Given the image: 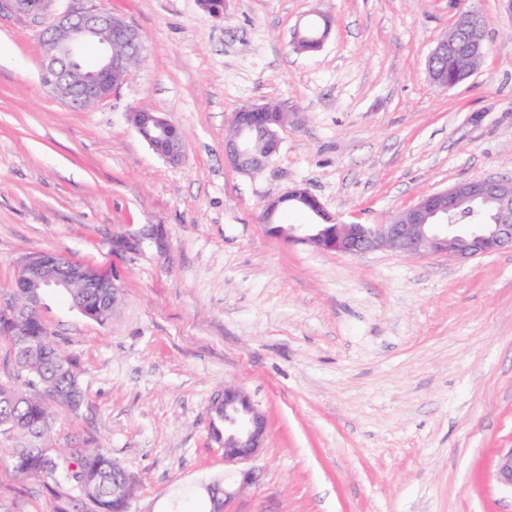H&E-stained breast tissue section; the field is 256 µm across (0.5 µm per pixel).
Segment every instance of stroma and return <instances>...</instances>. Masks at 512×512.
<instances>
[{"mask_svg": "<svg viewBox=\"0 0 512 512\" xmlns=\"http://www.w3.org/2000/svg\"><path fill=\"white\" fill-rule=\"evenodd\" d=\"M145 61L79 109L40 80V30L0 23V299L26 256L122 278L98 324L50 292L40 313L76 359L85 405L60 418L137 481L132 512H206L227 477L210 405L236 387L264 413L259 483L230 512H512L494 479L512 448V249L461 261L323 253L270 235L264 203L299 187L342 223L385 224L422 195L512 179V14L502 0H99ZM481 15L485 63L435 88L427 58L458 9ZM332 25L299 54L315 12ZM296 113L258 175L224 158L232 111ZM185 132L175 164L129 120ZM165 225V255L113 236ZM75 490L0 464V512H59Z\"/></svg>", "mask_w": 512, "mask_h": 512, "instance_id": "obj_1", "label": "stroma"}]
</instances>
